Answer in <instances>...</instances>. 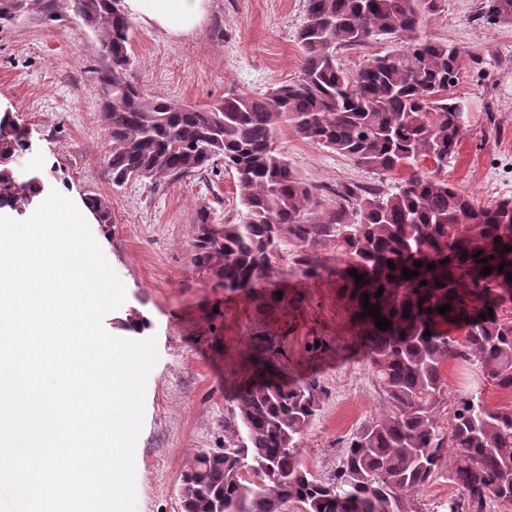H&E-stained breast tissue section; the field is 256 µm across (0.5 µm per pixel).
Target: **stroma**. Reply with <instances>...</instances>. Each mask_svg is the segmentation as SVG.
Segmentation results:
<instances>
[{
    "mask_svg": "<svg viewBox=\"0 0 512 512\" xmlns=\"http://www.w3.org/2000/svg\"><path fill=\"white\" fill-rule=\"evenodd\" d=\"M482 0H441L421 34L464 51L455 89L468 123L458 154L445 169L449 183L483 204L512 199V24L478 20ZM0 26V98L31 131L22 174L46 189L65 183L77 196L112 204L113 221L92 234L126 288L119 311L104 326L120 335L121 318L139 314L145 336L157 340L148 376L145 420L135 451L137 512H183L180 473L201 450L224 445V417L237 387L251 374V336L264 324L284 335L288 373L317 377L326 390L301 440L299 456L315 476L336 468L351 433L377 415L381 397L369 361L328 272L306 277L291 258L253 290L229 292L191 262L200 206L213 223L235 219V176L224 165L204 176L158 184L113 186L104 155L103 95L94 73L102 61L92 29L71 0H44ZM307 0H208L200 26L172 37L135 23L127 81L145 93L203 107L224 95L266 96L300 73L297 33ZM497 117L489 127L486 111ZM278 142L293 170L319 188L322 209L336 205L345 184L387 188L401 172L379 175L300 138L280 125ZM282 289L297 307L268 314L260 296Z\"/></svg>",
    "mask_w": 512,
    "mask_h": 512,
    "instance_id": "stroma-1",
    "label": "stroma"
}]
</instances>
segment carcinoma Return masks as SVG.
<instances>
[{"label":"carcinoma","mask_w":512,"mask_h":512,"mask_svg":"<svg viewBox=\"0 0 512 512\" xmlns=\"http://www.w3.org/2000/svg\"><path fill=\"white\" fill-rule=\"evenodd\" d=\"M12 2L0 9V24L42 4ZM73 4L99 37L112 184L194 177L224 161L235 173L238 218L213 226L200 207L192 263L236 291L270 277L288 248L309 277L320 276L319 251L335 249L339 298L383 395L382 412L351 435L336 472L316 478L301 464L299 447L325 390L315 377L289 378L284 342L259 332L251 379L224 417V449L196 453L181 472L184 512H282L287 503L300 512H419L412 493L440 477L459 490L448 512H489L494 503L509 512L512 402L450 398L443 373L454 360L463 379L477 375L512 393V316L504 312L512 305V200L480 205L442 175L464 135L467 109L453 95L460 49L419 35L439 0H307L298 79L264 98L231 93L206 109L146 94L124 78L133 29L124 0ZM481 17L512 23V0H485ZM381 37L399 48L354 72L339 66L338 49ZM283 123L363 168L409 175L389 190L347 186L336 209L321 212L315 186L293 172L279 147ZM4 127L12 133L0 138V206L21 211L44 183L14 167L29 148L28 130L8 112ZM428 161L434 170L420 171ZM85 203L99 223H112L109 202L90 196ZM487 265L492 273L480 275ZM404 268L418 275L405 279ZM365 293L391 328L361 316ZM295 304L274 290L260 298L267 312ZM444 304L451 311L441 315Z\"/></svg>","instance_id":"carcinoma-1"}]
</instances>
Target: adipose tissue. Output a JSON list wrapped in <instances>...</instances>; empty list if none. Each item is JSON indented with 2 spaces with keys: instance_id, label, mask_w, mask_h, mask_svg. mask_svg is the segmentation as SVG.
Instances as JSON below:
<instances>
[{
  "instance_id": "obj_1",
  "label": "adipose tissue",
  "mask_w": 512,
  "mask_h": 512,
  "mask_svg": "<svg viewBox=\"0 0 512 512\" xmlns=\"http://www.w3.org/2000/svg\"><path fill=\"white\" fill-rule=\"evenodd\" d=\"M206 0H125L131 17L172 37L192 34L200 25Z\"/></svg>"
}]
</instances>
